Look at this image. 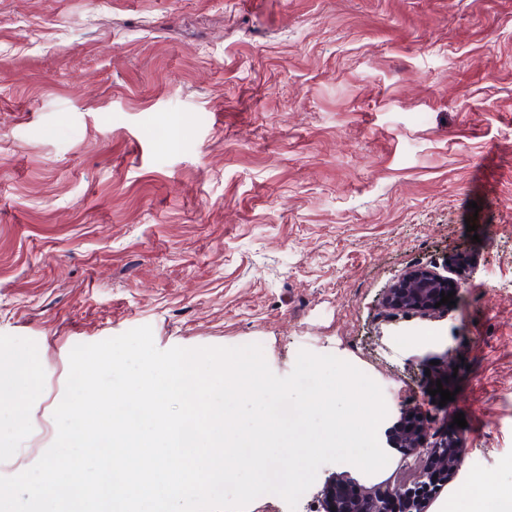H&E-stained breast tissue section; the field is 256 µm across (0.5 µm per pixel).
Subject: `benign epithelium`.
I'll return each mask as SVG.
<instances>
[{
	"mask_svg": "<svg viewBox=\"0 0 512 512\" xmlns=\"http://www.w3.org/2000/svg\"><path fill=\"white\" fill-rule=\"evenodd\" d=\"M461 288V283L453 284L432 270L412 269L386 291L383 304L392 314L430 316L439 312L435 304L442 299L441 293L458 292ZM393 429L395 444L416 453V477L408 483L361 488L354 495L349 490L354 479L334 482L323 491L325 512H424L426 504L439 495L441 486L457 474L460 448L456 437L442 431L440 440H433L435 432L441 431L440 415L408 410L401 413Z\"/></svg>",
	"mask_w": 512,
	"mask_h": 512,
	"instance_id": "1",
	"label": "benign epithelium"
}]
</instances>
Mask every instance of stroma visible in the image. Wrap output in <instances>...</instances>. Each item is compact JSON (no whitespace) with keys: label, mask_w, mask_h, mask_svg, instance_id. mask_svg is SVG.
<instances>
[{"label":"stroma","mask_w":512,"mask_h":512,"mask_svg":"<svg viewBox=\"0 0 512 512\" xmlns=\"http://www.w3.org/2000/svg\"><path fill=\"white\" fill-rule=\"evenodd\" d=\"M415 268L455 306L388 314ZM143 325L281 377L331 354L390 402L380 472L246 512L412 480L392 427L439 383L467 425L428 512L512 485V0H0V361L41 385L0 476L53 443L71 349Z\"/></svg>","instance_id":"35a3bbf8"}]
</instances>
